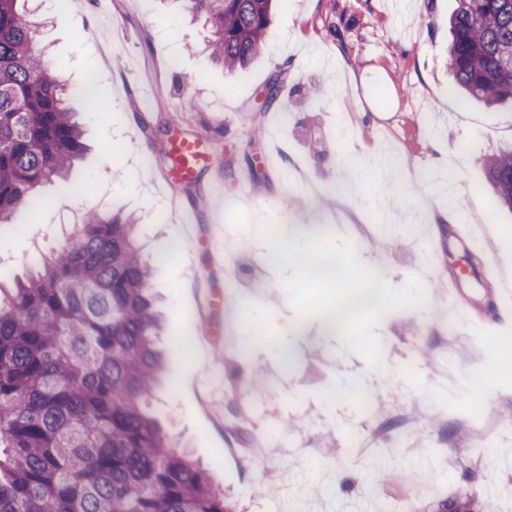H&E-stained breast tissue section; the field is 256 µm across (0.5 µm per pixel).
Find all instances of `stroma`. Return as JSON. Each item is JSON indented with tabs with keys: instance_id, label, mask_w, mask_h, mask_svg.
I'll list each match as a JSON object with an SVG mask.
<instances>
[{
	"instance_id": "obj_1",
	"label": "stroma",
	"mask_w": 512,
	"mask_h": 512,
	"mask_svg": "<svg viewBox=\"0 0 512 512\" xmlns=\"http://www.w3.org/2000/svg\"><path fill=\"white\" fill-rule=\"evenodd\" d=\"M456 6L410 0L399 13L390 0H287L264 51L236 72L211 62L208 27L168 0L40 9L54 69L75 90L95 73L93 96L106 109L72 96L86 150L69 179L82 192L63 197L48 183L37 212L14 213L13 228L0 231V287L31 278L33 257L56 251L86 210L134 220L163 314L155 343L165 366L151 408L232 512H348L354 500L372 512H438L450 498L464 512H512V470L491 468L512 438L476 452L468 398H448L438 419L428 414L429 390L445 384V353L460 375L482 376L484 431L512 419V324L440 333V281L469 266L468 256L453 249L443 265L426 266L411 238L395 248L376 230L393 218L420 232L448 228L442 199L417 177L422 168L438 171L456 186L461 211L484 226L493 257L512 265V212L479 164L512 144V105L451 91L448 18ZM187 73L193 82H184ZM191 100L196 109H187ZM259 126L266 134L258 138ZM198 136L220 165L165 191L170 160L157 153L160 140ZM151 151L148 170L141 158ZM217 176L234 200L224 209L209 194ZM184 206L197 215L189 234ZM158 208L165 223L151 221ZM336 213L353 225L346 242L391 288L412 276L426 287L425 308L394 309L379 323L387 374L367 392L368 417L357 398L326 396L327 385L367 375L365 361L337 343L322 317L295 311L281 281L291 268L270 261L261 239L239 236L263 220L289 225L303 246L311 225ZM224 252L248 259L252 272L241 283L228 285ZM259 322L291 340L294 369L283 371L267 343L244 345L243 333ZM401 422L411 435L398 448ZM360 426L373 445L353 456L346 441Z\"/></svg>"
}]
</instances>
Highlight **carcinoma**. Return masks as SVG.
Masks as SVG:
<instances>
[{
	"label": "carcinoma",
	"mask_w": 512,
	"mask_h": 512,
	"mask_svg": "<svg viewBox=\"0 0 512 512\" xmlns=\"http://www.w3.org/2000/svg\"><path fill=\"white\" fill-rule=\"evenodd\" d=\"M26 0H0V229L69 172L83 132ZM205 19L227 71L264 49L278 0H174ZM452 90L512 100V0H458L449 18ZM512 210V148L481 160ZM136 225L87 210L74 239L11 293L0 287V512H230L207 474L175 449L144 404L163 359L160 314Z\"/></svg>",
	"instance_id": "carcinoma-1"
}]
</instances>
